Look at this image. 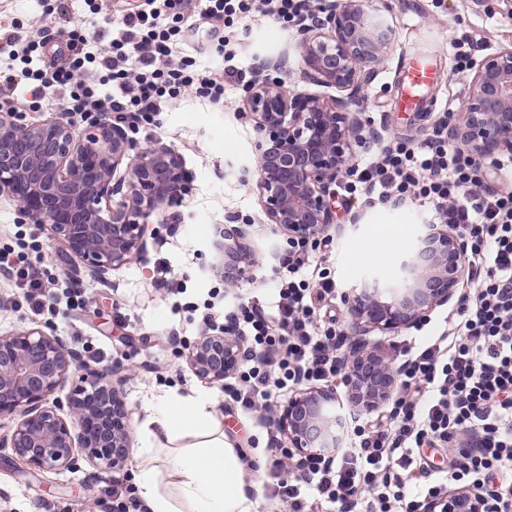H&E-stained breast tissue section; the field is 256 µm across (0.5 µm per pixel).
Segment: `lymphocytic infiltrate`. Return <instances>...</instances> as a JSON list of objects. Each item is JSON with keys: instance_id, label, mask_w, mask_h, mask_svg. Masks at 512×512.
Returning a JSON list of instances; mask_svg holds the SVG:
<instances>
[{"instance_id": "obj_1", "label": "lymphocytic infiltrate", "mask_w": 512, "mask_h": 512, "mask_svg": "<svg viewBox=\"0 0 512 512\" xmlns=\"http://www.w3.org/2000/svg\"><path fill=\"white\" fill-rule=\"evenodd\" d=\"M220 70L200 69L177 56L182 23L192 0H141L116 33L45 25L0 38V96L19 85L35 95L52 91L69 116L107 115L133 132L157 116L186 89L209 102L224 98L227 81L241 77L229 51V32L261 15L287 25L308 13L311 0H204ZM512 169L508 157L487 163L448 144V123L438 122L421 141L383 145L358 163L343 187L347 202L365 206L415 203L436 224L453 225L468 254L470 288L450 314L437 341L405 349L401 387L388 417L354 426L341 463L303 461L306 477L280 480L272 488L288 512H425L445 496L450 482H463L481 496L486 512H512V191L483 183L487 167ZM326 238L291 245L283 263L288 279L273 307L241 303L228 317L254 352L230 398L245 411L266 405L273 391L327 382L339 372L336 350L342 333L335 319L318 321L316 302L334 299L336 283L305 272ZM0 270L10 274L33 313L43 309L50 283L41 266L0 252ZM479 432L477 447L461 448L458 436ZM447 446L443 478L424 497L406 500L404 475L424 478L423 447Z\"/></svg>"}]
</instances>
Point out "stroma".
Returning <instances> with one entry per match:
<instances>
[{
  "label": "stroma",
  "mask_w": 512,
  "mask_h": 512,
  "mask_svg": "<svg viewBox=\"0 0 512 512\" xmlns=\"http://www.w3.org/2000/svg\"><path fill=\"white\" fill-rule=\"evenodd\" d=\"M371 7L391 26L394 42L385 64L370 72L356 93L352 108L362 112L371 128L388 140L423 139L446 112L460 110L469 75L456 73L449 44L461 31H471L480 39L481 54L512 49V0H482L478 5L473 0H445L439 8L431 0H371ZM83 20L82 0H0V33L4 35L19 25L27 31L45 23L62 29ZM247 27L244 40L230 44L239 68L251 75L261 59L283 56L287 64L281 78L286 86L318 93V86L302 74L298 28L286 29L262 16L248 20ZM414 55L433 60L439 70L437 103L432 111L409 119L397 110V87L400 71ZM241 88V82H231L223 102L217 104L186 97L161 113L157 127L135 135L138 143L156 138L174 144L191 179V191L178 207L177 233H168L154 221L148 226L149 232L159 236L150 248L149 264L130 262L112 270L103 281L94 280L86 271L72 279L49 228L25 224L15 203L0 196V247L17 246L19 232L35 233L42 244L43 266L55 282L49 310L36 316L22 304V291L14 281L0 275V335L37 328L62 337L77 350L102 353L106 362L119 360L133 366L122 389L137 441L142 438L139 426L158 395L172 389L181 394H211L224 417V430L240 453L242 479L259 499V512H287L269 491L276 469L267 446L277 426L267 416L245 413L225 394V385L234 384L235 376H228L222 386L195 376L181 348L182 343L194 342L203 334L205 301H212L219 312L240 300L273 305L280 262L288 249L284 232L264 221L255 186L258 133L243 113ZM428 220L427 211L412 204L363 209L356 214L337 209L325 266L340 293L339 299L328 304L339 327L347 325L342 294L370 273L398 281L400 257ZM218 224L249 225L257 249V261L246 280L224 296L219 293L223 281L208 277L211 265L220 258L213 246ZM379 235H395L399 241L379 261L362 260V248ZM158 261L167 262L173 276L184 281V294L172 299L158 291L154 272ZM75 289L81 297L75 305H67L66 298ZM448 313V307L437 308L423 330L411 328L381 337L383 353L394 364H402V348L437 339ZM174 335L180 337V344L171 343ZM135 466L131 458L122 470L101 472L82 458L68 470H32L19 463L11 449L0 447V512H83L84 504L93 501L98 504L96 512H113L112 491L131 487Z\"/></svg>",
  "instance_id": "obj_1"
}]
</instances>
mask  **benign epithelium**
Instances as JSON below:
<instances>
[{
	"label": "benign epithelium",
	"instance_id": "1",
	"mask_svg": "<svg viewBox=\"0 0 512 512\" xmlns=\"http://www.w3.org/2000/svg\"><path fill=\"white\" fill-rule=\"evenodd\" d=\"M391 45V27L371 14L369 0H330L315 11L297 49L306 81L349 97L288 88L279 77L283 58L261 60L244 86V109L258 132L256 189L267 223L287 232L288 242L322 237L336 224L333 186L373 143L368 120L350 110L352 96L361 73L382 65ZM472 70L462 110L448 113V142L480 158L512 153V49L484 56ZM189 183L174 145L159 139L138 145L104 116L80 131L61 113L25 125L13 108H0V195L26 223L49 226L72 274L83 265L103 280L133 259L147 262L150 218L176 232L179 217L170 208L182 202ZM216 233L224 252L216 272L224 287L235 288L256 251L244 224H218ZM400 271L397 284L374 279L344 297L351 339L340 365L348 403L361 412L383 408L399 388L400 368L377 353L369 336H395L452 302L465 272L460 234L447 224L424 225L401 256ZM242 355L240 341L224 328L183 351L192 372L210 384L224 383ZM72 370L81 385L65 412L50 397ZM132 371L119 361L93 367L63 338L40 329L0 335V418L17 419L6 445L32 469H68L80 454L100 469L124 467L131 424L120 385ZM343 408L330 388L289 397L274 417L288 438L289 458H333L346 432ZM428 512H483V500L460 488Z\"/></svg>",
	"mask_w": 512,
	"mask_h": 512
}]
</instances>
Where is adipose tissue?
<instances>
[{
	"label": "adipose tissue",
	"mask_w": 512,
	"mask_h": 512,
	"mask_svg": "<svg viewBox=\"0 0 512 512\" xmlns=\"http://www.w3.org/2000/svg\"><path fill=\"white\" fill-rule=\"evenodd\" d=\"M142 427L134 483L148 512H257L210 395L158 396Z\"/></svg>",
	"instance_id": "obj_1"
}]
</instances>
